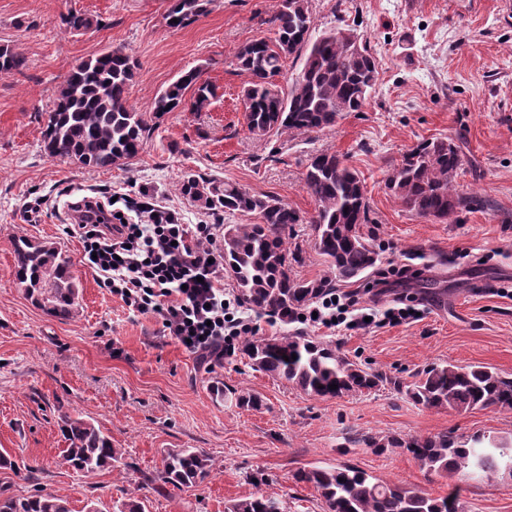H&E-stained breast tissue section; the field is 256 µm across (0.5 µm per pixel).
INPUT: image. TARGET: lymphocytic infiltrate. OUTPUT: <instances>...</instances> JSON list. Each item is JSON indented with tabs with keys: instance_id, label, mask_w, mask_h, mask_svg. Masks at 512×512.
<instances>
[{
	"instance_id": "f902f5d3",
	"label": "lymphocytic infiltrate",
	"mask_w": 512,
	"mask_h": 512,
	"mask_svg": "<svg viewBox=\"0 0 512 512\" xmlns=\"http://www.w3.org/2000/svg\"><path fill=\"white\" fill-rule=\"evenodd\" d=\"M125 207L123 219L94 197L70 205L73 222L65 231L80 236L87 263L103 287L133 312L160 318L164 332L203 365L234 351L242 337L257 334L239 298L224 289V250L218 244L223 225L182 223L178 212L147 191L127 199ZM422 275L410 264L381 269L364 287L325 293L313 308L304 309L305 321L328 329L337 323L362 329L366 301L387 296L392 304L383 311V322L412 320L405 287Z\"/></svg>"
}]
</instances>
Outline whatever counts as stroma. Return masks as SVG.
Returning <instances> with one entry per match:
<instances>
[{"mask_svg": "<svg viewBox=\"0 0 512 512\" xmlns=\"http://www.w3.org/2000/svg\"><path fill=\"white\" fill-rule=\"evenodd\" d=\"M173 0H0V45L24 55L21 74L0 73V491L40 490L119 512L128 500L145 512H225L257 493L283 500L287 512H322L312 487L293 474L310 466L357 465L379 481L433 497L456 493L459 512H512V479L446 477L422 469L405 450L377 452L357 435L433 436L453 432L512 439V413L428 409L395 390L425 366L483 365L512 375V17L498 0H310L317 28L342 26L366 39L378 81L362 111L336 126L276 143L252 135L242 91L249 77L232 66L237 47L272 37L275 0H208L180 27L165 17ZM92 18L75 31L62 16ZM122 48L137 62L129 102L149 111L155 96L196 70L215 90L203 111L157 120L138 159L108 170L49 157L46 113L80 61ZM442 138L464 160L456 178L471 203L456 222L407 212L386 179L402 155ZM343 156L361 177L374 223L378 267L422 255L425 308L400 325L330 330L303 325L316 340L361 367L389 377L366 395L319 399L253 370L242 354L205 371L165 336L160 319L133 313L102 288L66 234L68 205L109 193L136 198L150 190L187 224H255L254 214L218 217L179 192L185 172L217 178L256 195H273L302 217L306 249L291 273L322 277L327 266L309 246L315 203L302 177L311 154ZM24 236L66 250L79 281L80 313L61 321L32 305L14 276L13 241ZM247 388L265 405L239 409L215 397L214 383ZM91 420L111 436L121 458L85 477L61 457L62 414ZM170 448H197L213 461L209 478L177 490L159 482ZM150 474L154 483H143Z\"/></svg>", "mask_w": 512, "mask_h": 512, "instance_id": "obj_1", "label": "stroma"}]
</instances>
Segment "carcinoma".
<instances>
[{"label": "carcinoma", "instance_id": "carcinoma-1", "mask_svg": "<svg viewBox=\"0 0 512 512\" xmlns=\"http://www.w3.org/2000/svg\"><path fill=\"white\" fill-rule=\"evenodd\" d=\"M204 0H174L169 26H181L203 10ZM274 36L238 48L233 65L250 76L243 90L249 132L270 138L307 134L336 125L343 114L360 112L374 89L377 67L365 45H355V33L343 27L316 31L309 0H276L271 18ZM304 57L303 68L288 89L273 83L289 56ZM27 59L0 45V73L22 72ZM137 64L122 48L103 51L80 62L66 77L43 131L44 149L52 158L108 169L128 164L143 150L153 121L185 107L184 93L195 87L191 110L209 104L213 89L189 72L155 97L148 112L129 103L128 90ZM463 165L458 148L443 139L423 140L401 157L387 180L388 189L409 212L441 221L452 220L466 207L456 177ZM303 187L315 201L310 219L312 248L324 257L328 274L313 280L291 275L290 265L302 249L289 245L299 213L279 198L252 195L238 186L188 173L181 194L216 214H256L258 224L224 225V264L244 303L285 321L334 287L336 279L356 278L374 267L377 253L371 234L364 184L355 170L334 152L320 151L308 159ZM15 277L37 307L60 320L78 316L79 287L71 260L52 242L26 237L14 240ZM240 352L250 367L285 380L320 398L368 393L384 382L418 405L430 409L469 411L493 407L512 412V376L485 366L432 364L409 385L369 372L327 343L301 333L262 338L246 336ZM338 388L331 389L329 385ZM243 409L259 410L263 400L241 389L233 392ZM60 431L67 442L64 461L87 477L112 466L121 456L112 438L94 423L63 415ZM355 442L367 448H403L419 465L449 477L489 476L512 464V440L473 435L459 440L451 432L434 436L386 438L366 433ZM210 473V459L194 448L167 452L161 480L183 490ZM309 484L321 500L322 512H453L452 496L432 497L396 484L376 481L356 465L312 466L294 474ZM279 499L265 494L235 500L227 512H271ZM0 512H71L65 497L35 491L28 496L0 494Z\"/></svg>", "mask_w": 512, "mask_h": 512}]
</instances>
